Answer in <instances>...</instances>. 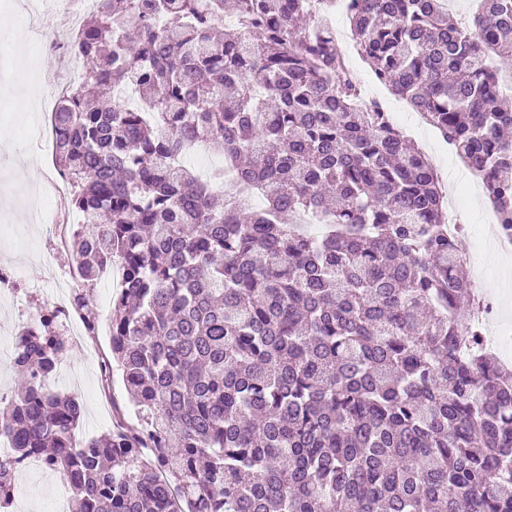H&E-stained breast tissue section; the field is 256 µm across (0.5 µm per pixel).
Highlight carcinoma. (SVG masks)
Returning <instances> with one entry per match:
<instances>
[{
	"label": "carcinoma",
	"instance_id": "1",
	"mask_svg": "<svg viewBox=\"0 0 512 512\" xmlns=\"http://www.w3.org/2000/svg\"><path fill=\"white\" fill-rule=\"evenodd\" d=\"M351 0L359 54L475 170L512 236V0ZM51 115L82 287L117 270L111 358L140 427L76 435L49 382L68 353L39 307L0 397V508L19 466L74 512H512V372L482 351L459 238L425 153L361 92L297 0H98ZM135 101L109 105L104 90ZM204 144L263 200L214 191ZM469 298L470 308H460Z\"/></svg>",
	"mask_w": 512,
	"mask_h": 512
}]
</instances>
